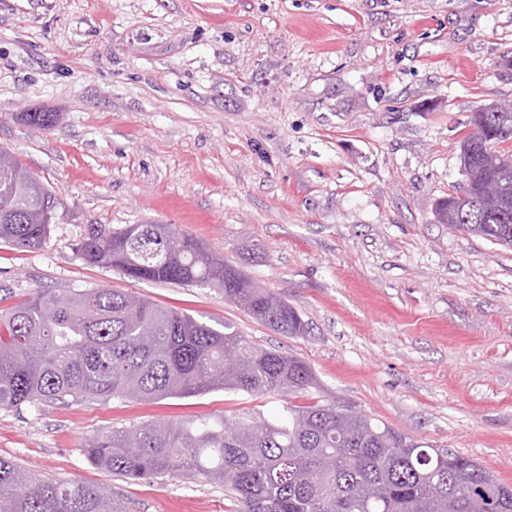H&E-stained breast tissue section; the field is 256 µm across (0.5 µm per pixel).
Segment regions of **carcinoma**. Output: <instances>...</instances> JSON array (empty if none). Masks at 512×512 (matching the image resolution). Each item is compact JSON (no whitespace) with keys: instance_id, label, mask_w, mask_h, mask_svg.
<instances>
[{"instance_id":"cac0c4a2","label":"carcinoma","mask_w":512,"mask_h":512,"mask_svg":"<svg viewBox=\"0 0 512 512\" xmlns=\"http://www.w3.org/2000/svg\"><path fill=\"white\" fill-rule=\"evenodd\" d=\"M480 120L500 135L498 152L512 156V112ZM25 121L48 130L52 112ZM461 165L475 184L492 180L504 206L464 205L461 229L512 247V167L494 168L468 131ZM54 200L18 159L0 149V241L39 249L46 243ZM87 265L115 267L135 280L216 288L224 299L282 336L308 324L297 310L171 224H92L76 247ZM316 384L300 357L253 344L233 326L215 328L149 300L92 288L35 290L0 310V406L18 409L67 397L173 398L214 389L284 397L269 420L243 412L212 420L185 419L114 429L84 445L96 467L141 480L188 472L224 485L234 512H512V488L476 460L451 448L413 441L365 415L331 402L296 403ZM329 468H323L324 458ZM0 512H125L103 491L44 479L0 457Z\"/></svg>"}]
</instances>
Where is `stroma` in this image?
<instances>
[{
	"label": "stroma",
	"mask_w": 512,
	"mask_h": 512,
	"mask_svg": "<svg viewBox=\"0 0 512 512\" xmlns=\"http://www.w3.org/2000/svg\"><path fill=\"white\" fill-rule=\"evenodd\" d=\"M512 105V0H0V148L55 196L39 249L0 241V306L110 288L304 359L312 397L461 451L512 486V248L439 223L474 114ZM26 112H53L43 131ZM171 224L288 301L285 337L223 293L135 281L75 247ZM256 251H248V244ZM280 396L0 407V456L129 512H231L224 487L92 466L86 439Z\"/></svg>",
	"instance_id": "1"
}]
</instances>
